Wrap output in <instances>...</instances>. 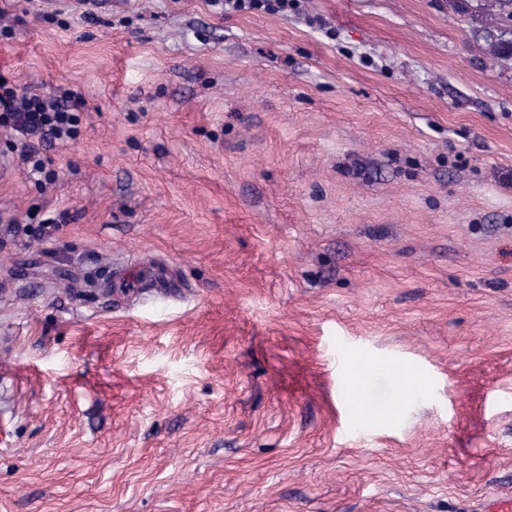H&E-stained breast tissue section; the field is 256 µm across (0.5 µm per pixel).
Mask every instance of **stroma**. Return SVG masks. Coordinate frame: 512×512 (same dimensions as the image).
I'll list each match as a JSON object with an SVG mask.
<instances>
[{"mask_svg": "<svg viewBox=\"0 0 512 512\" xmlns=\"http://www.w3.org/2000/svg\"><path fill=\"white\" fill-rule=\"evenodd\" d=\"M3 27L1 75L87 105L74 142L40 143L45 187L0 127V512L512 496V17L10 0ZM148 268L158 288H104ZM340 368L347 375L343 392L348 400L351 419H368L372 405L365 391L354 383V378L365 370L363 362L358 358L351 357L347 362L340 363Z\"/></svg>", "mask_w": 512, "mask_h": 512, "instance_id": "obj_1", "label": "stroma"}]
</instances>
